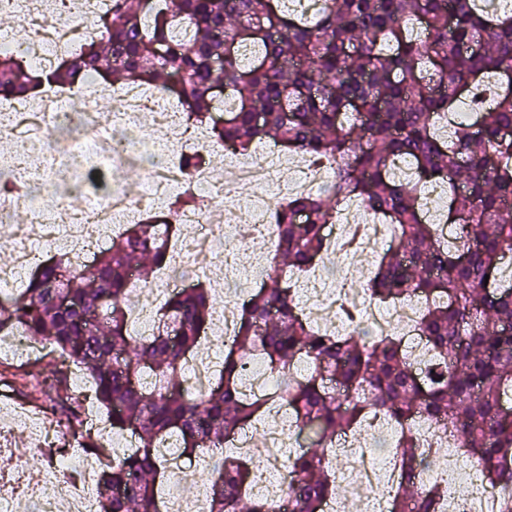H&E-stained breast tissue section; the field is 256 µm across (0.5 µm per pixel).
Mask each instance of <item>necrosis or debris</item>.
<instances>
[{"label": "necrosis or debris", "mask_w": 512, "mask_h": 512, "mask_svg": "<svg viewBox=\"0 0 512 512\" xmlns=\"http://www.w3.org/2000/svg\"><path fill=\"white\" fill-rule=\"evenodd\" d=\"M58 3L0 0V6L17 19L19 27L32 28L37 36L33 42H12V49L41 68H52L74 41L97 36L93 17L105 12L111 0H90L83 7L87 19L79 25L71 23L70 12L60 9ZM104 99L111 102L110 112L97 109ZM9 105V111L0 113V140L6 143L0 150V175L22 184L24 190L0 193V222L9 221L20 209L26 210L27 216L13 226L14 263L0 267V293L4 295L16 288L19 277L37 266L44 250L67 249L77 264L86 265L109 245L113 231L119 230L129 215L159 210L181 190L193 192L203 202L201 208L179 217L180 223L194 225L195 233L185 241L177 261L160 269L159 281L143 295L166 297L175 289L187 287L190 277L204 273L214 282H223L225 274L239 267L235 259L224 254L226 239L244 242L256 253L273 243L265 210L256 200L259 189L288 196L328 187L327 172H315L302 164L295 167L290 179H283L281 156L268 149L257 157L235 160L229 169V182L220 187L215 185L208 166L185 172L183 160L175 156L173 147L183 138L178 113L159 108L145 111L144 96L137 87L113 92L92 78L70 95L46 91L38 99H13ZM90 153L115 168L145 160L141 184L87 192L73 172L79 160ZM48 187L55 191L50 206L44 194ZM226 191L237 198L251 199V206L244 210L224 207L220 197ZM359 222L366 223L367 230L358 235L356 247L366 252L376 250L386 237V226L379 218L365 214L357 203L325 225L329 245H336L345 236L348 225ZM185 269L190 270V277H182ZM327 269L323 262L308 274L309 286L302 305L308 318H333V329L338 334L358 327L373 336L392 325L399 328L403 344L415 357L426 355V341L416 327L415 301L374 306L361 292L340 287L338 280L328 278ZM289 421L285 404L275 403L264 418L263 448L253 449L246 431L232 440L241 453L254 450L267 460L253 488L257 497L278 496L280 485L272 481V473L282 472L288 449L304 446L301 438L289 435ZM337 447L349 464L344 478L357 488L362 512H384L382 489L397 484L398 469L383 467L381 457L371 452L365 434L342 436ZM158 453L176 475L167 488L166 512H204L200 496L189 491V481L184 477L190 467L187 459L168 442L159 446ZM457 468L458 460L453 456L433 467L449 482L448 512H498L497 498L482 489L479 472L471 474L473 491L459 492ZM97 470L90 459L71 452L53 458L48 467L35 473L11 449L0 448V512H15L22 496L35 499L36 512H97Z\"/></svg>", "instance_id": "4bbe7bcc"}]
</instances>
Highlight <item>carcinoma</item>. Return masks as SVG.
<instances>
[{
	"mask_svg": "<svg viewBox=\"0 0 512 512\" xmlns=\"http://www.w3.org/2000/svg\"><path fill=\"white\" fill-rule=\"evenodd\" d=\"M145 2L112 0L103 34L49 71L0 49V97L116 75L176 98L185 125L206 127L238 155L267 140L326 163L324 196L271 207L278 254L304 272L324 251L323 225L349 202L381 215L397 234L367 291L383 302L420 299L417 326L432 356L421 383L399 336L313 329L300 315L298 288L275 269L241 304L213 386L193 397L182 372L211 329L209 290L171 293L150 336L136 335L131 319L130 273L146 283L147 270L171 261L173 225L150 217L129 224L90 265L53 256L0 300V334L20 329L59 350L90 378L112 431L136 434L137 447L101 475V512H162L166 466L157 444L172 439L188 458L222 448L275 397L288 402L307 441L287 458L284 494L255 497L259 462L226 453L210 471L206 512H241L244 503L248 512H321L343 493L329 459L336 439L379 414L400 428L399 482L385 512H442L448 501L442 483L422 478L437 449L420 447L416 418L491 486H512V408L501 406L512 394V286L500 285L512 251V11L490 12L478 0H325L311 16L283 11V0ZM463 101L472 104L471 122L455 120ZM406 159L415 174L400 182L394 162ZM427 184L448 187L454 244L420 218ZM143 257L147 270L136 264ZM63 293L78 296L79 307L55 303ZM255 357L276 380L268 395L242 390ZM51 388V414L66 417L83 448H97L67 393L66 367Z\"/></svg>",
	"mask_w": 512,
	"mask_h": 512,
	"instance_id": "carcinoma-1",
	"label": "carcinoma"
}]
</instances>
